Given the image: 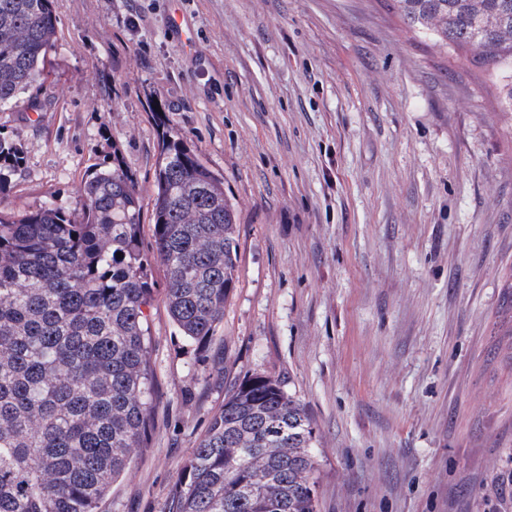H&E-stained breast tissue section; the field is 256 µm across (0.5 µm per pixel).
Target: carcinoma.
Returning a JSON list of instances; mask_svg holds the SVG:
<instances>
[{
  "label": "carcinoma",
  "instance_id": "cac0c4a2",
  "mask_svg": "<svg viewBox=\"0 0 512 512\" xmlns=\"http://www.w3.org/2000/svg\"><path fill=\"white\" fill-rule=\"evenodd\" d=\"M406 28L455 45L512 112V0H393ZM52 0H0V108H21L56 40ZM22 166L0 140V512H102L151 427V262L178 333L212 337L236 288L235 205L180 133L162 131L151 249L118 151L74 207L3 206ZM315 431L268 375L235 386L180 469L169 512H316Z\"/></svg>",
  "mask_w": 512,
  "mask_h": 512
}]
</instances>
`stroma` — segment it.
I'll list each match as a JSON object with an SVG mask.
<instances>
[{
  "instance_id": "35a3bbf8",
  "label": "stroma",
  "mask_w": 512,
  "mask_h": 512,
  "mask_svg": "<svg viewBox=\"0 0 512 512\" xmlns=\"http://www.w3.org/2000/svg\"><path fill=\"white\" fill-rule=\"evenodd\" d=\"M10 202L73 207L120 149L144 207L169 127L237 202L211 340L153 309L152 427L103 512H169L235 383L317 436L318 512H512V114L391 0H52Z\"/></svg>"
}]
</instances>
